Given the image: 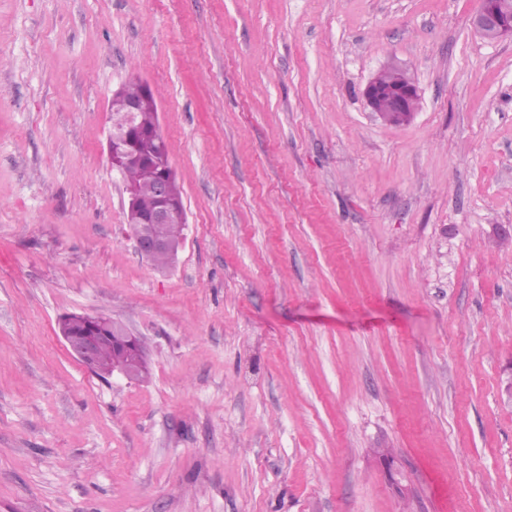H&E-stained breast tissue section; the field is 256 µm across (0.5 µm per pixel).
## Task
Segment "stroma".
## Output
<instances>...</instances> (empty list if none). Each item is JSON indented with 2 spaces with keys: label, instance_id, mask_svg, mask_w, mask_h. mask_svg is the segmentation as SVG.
Instances as JSON below:
<instances>
[{
  "label": "stroma",
  "instance_id": "obj_1",
  "mask_svg": "<svg viewBox=\"0 0 512 512\" xmlns=\"http://www.w3.org/2000/svg\"><path fill=\"white\" fill-rule=\"evenodd\" d=\"M480 0H0V512H512V39ZM420 94L388 123L363 92ZM187 215L135 247L113 91ZM106 313L149 377L59 319ZM512 1V0H510ZM509 0H483L472 18L475 30L491 41L512 38V4ZM391 80L373 78L365 88L364 97L372 112L384 120L388 112H400L411 117L417 109L419 91L407 70L389 64ZM137 99L143 103L140 112V126L143 132L151 131L157 121L156 99L153 92L139 82L129 81L124 84V92L121 98L115 99L110 105V112L114 109L118 111L122 108L125 99ZM84 316L92 325L98 327L103 325L112 326V333L102 330L98 331L96 336H84L78 342H75L70 336H67L60 323V333L69 351L89 370L93 371L96 365L94 373L105 378V375L112 374L113 347L116 353L114 361L115 371L121 373L127 379L133 373L139 371L135 380L143 379L148 373V368L146 367L144 371H140L146 360V353L143 351L145 345L141 338L135 336L126 326L104 313L84 314ZM98 336L102 337L97 358ZM107 336H112V340Z\"/></svg>",
  "mask_w": 512,
  "mask_h": 512
}]
</instances>
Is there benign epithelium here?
<instances>
[{
	"instance_id": "obj_1",
	"label": "benign epithelium",
	"mask_w": 512,
	"mask_h": 512,
	"mask_svg": "<svg viewBox=\"0 0 512 512\" xmlns=\"http://www.w3.org/2000/svg\"><path fill=\"white\" fill-rule=\"evenodd\" d=\"M475 30L491 41L504 37H512V0H482L481 7L472 18ZM393 78L382 81L373 78L365 88L364 97L372 112L385 118L388 112H400L413 116L419 102V91L407 70L396 65H388ZM139 103L131 100L126 102L122 112L111 119L108 135V155L110 160H121L125 163L140 161L146 153L138 149L135 143L139 131ZM174 173L164 170L154 186L157 200L155 208L143 213L138 207V189L128 185L126 220L133 228L136 247L147 259L158 253L168 256V266H173L183 244H172L164 239L151 237L141 231L142 224H169L171 222L187 223L186 211L173 191ZM86 319L95 326L109 325L112 327V347L116 353L115 371L125 377L132 376L143 367L146 353L141 347V338L131 333L126 326L104 313L86 315ZM69 351L89 370H94L97 360V337L85 336L75 342L60 330Z\"/></svg>"
}]
</instances>
